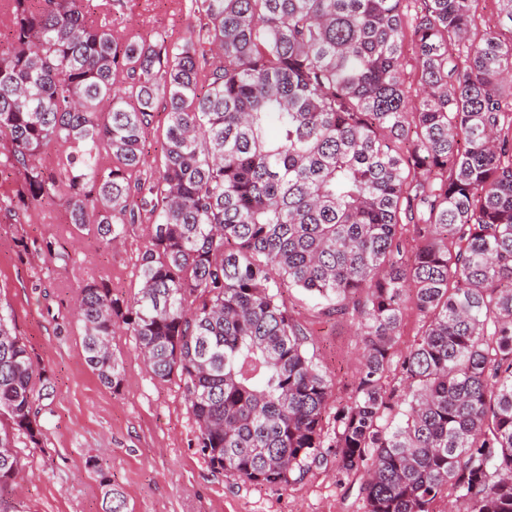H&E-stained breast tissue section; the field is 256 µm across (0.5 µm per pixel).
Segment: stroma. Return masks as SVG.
I'll use <instances>...</instances> for the list:
<instances>
[{"mask_svg": "<svg viewBox=\"0 0 512 512\" xmlns=\"http://www.w3.org/2000/svg\"><path fill=\"white\" fill-rule=\"evenodd\" d=\"M108 21L115 34L174 43L196 18L190 0H113ZM23 192L22 178L0 164V304L54 387L51 396L34 398L45 427L41 446L18 451L25 476L12 496L24 512H102L94 459L108 464L129 512H364L358 482H338L332 470L276 490L213 469L198 448L179 380H154L126 329L112 339L123 360L122 385L102 386L84 363L73 301L92 279L107 281L115 297L132 298L146 230L137 226L107 248L94 236L76 237L59 200L27 205ZM48 242L60 259H45ZM286 297L293 318L313 335L333 401L347 402L360 349L354 323L325 317L299 291Z\"/></svg>", "mask_w": 512, "mask_h": 512, "instance_id": "1", "label": "stroma"}]
</instances>
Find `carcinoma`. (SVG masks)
I'll use <instances>...</instances> for the list:
<instances>
[{
    "label": "carcinoma",
    "mask_w": 512,
    "mask_h": 512,
    "mask_svg": "<svg viewBox=\"0 0 512 512\" xmlns=\"http://www.w3.org/2000/svg\"><path fill=\"white\" fill-rule=\"evenodd\" d=\"M8 2L0 138L27 199L108 248L147 224L137 293L92 280L77 298L99 382L122 385L123 324L226 475L285 489L330 467L359 477L364 512H512V0L478 38L481 0H191L181 45L116 37L112 0ZM55 142L70 151L47 173ZM285 288L354 321L347 403ZM38 380L51 395L0 307V512H23L7 494L44 435ZM91 466L103 512H125ZM167 126L166 112L163 110V106L159 105L158 111L155 112L153 124L149 128L147 136V170L156 171L157 166L160 163L161 158V147L164 140V133Z\"/></svg>",
    "instance_id": "obj_1"
}]
</instances>
